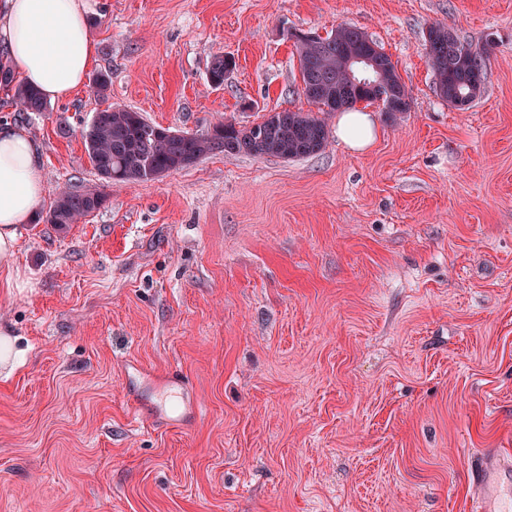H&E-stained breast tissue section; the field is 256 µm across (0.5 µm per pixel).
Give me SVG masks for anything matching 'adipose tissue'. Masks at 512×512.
<instances>
[{"label": "adipose tissue", "instance_id": "obj_1", "mask_svg": "<svg viewBox=\"0 0 512 512\" xmlns=\"http://www.w3.org/2000/svg\"><path fill=\"white\" fill-rule=\"evenodd\" d=\"M85 0H5L0 9V48L11 73L49 101L65 100L84 86L97 60ZM336 135L353 151L375 139L376 124L365 112H345ZM32 135L0 121V287H18L21 275L10 263L22 225L31 223L46 194Z\"/></svg>", "mask_w": 512, "mask_h": 512}]
</instances>
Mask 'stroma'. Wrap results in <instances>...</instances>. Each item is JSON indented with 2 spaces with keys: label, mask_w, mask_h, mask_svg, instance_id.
<instances>
[{
  "label": "stroma",
  "mask_w": 512,
  "mask_h": 512,
  "mask_svg": "<svg viewBox=\"0 0 512 512\" xmlns=\"http://www.w3.org/2000/svg\"><path fill=\"white\" fill-rule=\"evenodd\" d=\"M95 71L48 111L0 120L42 150L48 211L0 288V512H470L471 455L512 454V0H88ZM488 46L466 111L435 91L429 25ZM361 28L409 92L369 105L364 152L207 155L107 184L81 130L103 104L201 135L312 112L293 31ZM233 57L222 87L208 71ZM186 378L199 406L135 425L124 366ZM103 197L99 194L78 193L61 191L55 195L46 216L38 215V220H44L48 224L62 227L66 224H74L78 218H82L100 208Z\"/></svg>",
  "instance_id": "35a3bbf8"
}]
</instances>
